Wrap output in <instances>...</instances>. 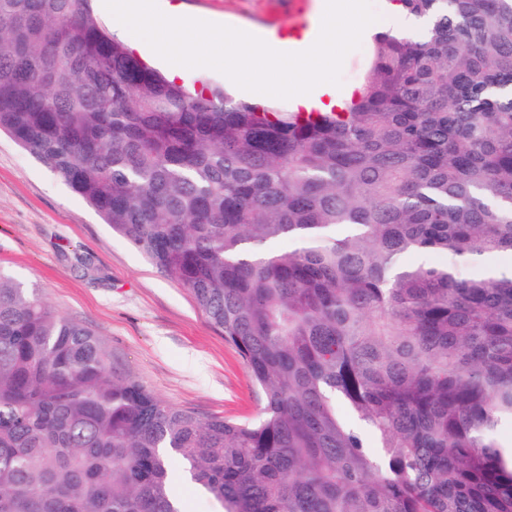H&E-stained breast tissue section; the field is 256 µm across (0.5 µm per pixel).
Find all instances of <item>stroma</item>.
<instances>
[{
    "label": "stroma",
    "mask_w": 512,
    "mask_h": 512,
    "mask_svg": "<svg viewBox=\"0 0 512 512\" xmlns=\"http://www.w3.org/2000/svg\"><path fill=\"white\" fill-rule=\"evenodd\" d=\"M199 18L305 36L318 0H168ZM0 270L91 327L112 364L202 418L250 420L263 395L190 292L166 276L56 174L0 132Z\"/></svg>",
    "instance_id": "35a3bbf8"
}]
</instances>
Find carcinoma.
I'll return each mask as SVG.
<instances>
[{
	"instance_id": "carcinoma-1",
	"label": "carcinoma",
	"mask_w": 512,
	"mask_h": 512,
	"mask_svg": "<svg viewBox=\"0 0 512 512\" xmlns=\"http://www.w3.org/2000/svg\"><path fill=\"white\" fill-rule=\"evenodd\" d=\"M337 112L189 91L90 0H0V129L224 333L260 416L204 419L0 271V512H512V0H397ZM406 253L449 257L438 266ZM92 6L94 8V12L95 14L97 15V17L100 19V21L102 22V24L108 28L110 30V32L112 34H114V36H116L117 38H119L120 40H122L125 44H127L128 46H131L129 45L130 43L128 42L125 34H123L121 32V30L119 29L118 27V24H117V21L115 20L114 18V22H113V16L107 11V9L104 7V4H103V0H94L92 2ZM132 47V46H131ZM133 48V47H132ZM133 50L135 51L136 54H138L139 56H141L142 58L148 60L152 65H154L155 67H157L158 69H160L164 74L165 76L167 77L168 74L166 73V71L158 66L153 60L152 58L147 54V52L142 48L140 50H136L135 48H133ZM168 78V77H167ZM173 475L176 478V487L178 495L180 496L183 504V511L185 512H210L211 510H218V506L211 508L198 494L194 485L188 482L180 468L179 463L173 466Z\"/></svg>"
}]
</instances>
